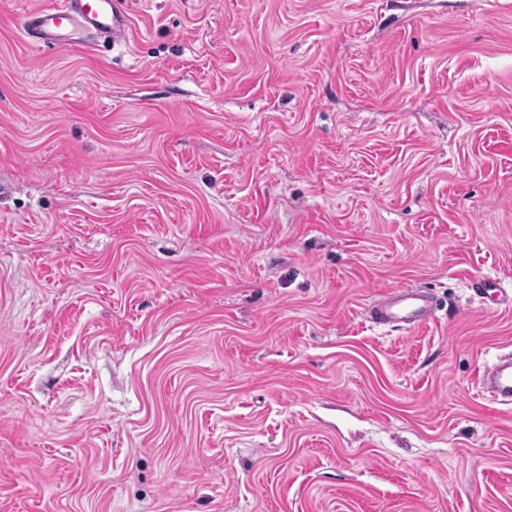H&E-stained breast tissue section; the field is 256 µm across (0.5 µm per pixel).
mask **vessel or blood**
<instances>
[{"instance_id": "1", "label": "vessel or blood", "mask_w": 512, "mask_h": 512, "mask_svg": "<svg viewBox=\"0 0 512 512\" xmlns=\"http://www.w3.org/2000/svg\"><path fill=\"white\" fill-rule=\"evenodd\" d=\"M26 38L47 47H66L79 32L91 31L115 43L130 36L126 0H53L52 4L30 13L23 25ZM434 314L432 298L423 292L399 289L389 293L368 310L376 324L398 323L416 327ZM480 385L497 401L512 402V359L505 357L486 367L479 375Z\"/></svg>"}]
</instances>
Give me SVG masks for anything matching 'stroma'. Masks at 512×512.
I'll return each instance as SVG.
<instances>
[{"mask_svg":"<svg viewBox=\"0 0 512 512\" xmlns=\"http://www.w3.org/2000/svg\"><path fill=\"white\" fill-rule=\"evenodd\" d=\"M43 3L0 0V512H512V0L56 49ZM400 288L433 318L369 321ZM480 385L497 401L512 402V359L505 357L486 367L479 375Z\"/></svg>","mask_w":512,"mask_h":512,"instance_id":"stroma-1","label":"stroma"}]
</instances>
